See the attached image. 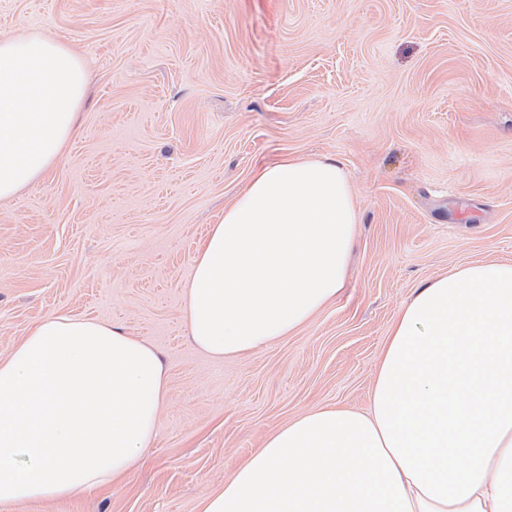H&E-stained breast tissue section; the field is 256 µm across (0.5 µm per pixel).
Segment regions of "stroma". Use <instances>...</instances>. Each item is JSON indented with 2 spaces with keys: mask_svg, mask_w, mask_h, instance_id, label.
<instances>
[{
  "mask_svg": "<svg viewBox=\"0 0 512 512\" xmlns=\"http://www.w3.org/2000/svg\"><path fill=\"white\" fill-rule=\"evenodd\" d=\"M90 75L45 179L0 201V359L46 317L124 328L167 374L153 444L91 492L10 512H200L264 439L366 409L388 331L455 265L512 263V0H0ZM328 156L360 213L350 276L296 333L217 361L184 287L262 168Z\"/></svg>",
  "mask_w": 512,
  "mask_h": 512,
  "instance_id": "obj_1",
  "label": "stroma"
}]
</instances>
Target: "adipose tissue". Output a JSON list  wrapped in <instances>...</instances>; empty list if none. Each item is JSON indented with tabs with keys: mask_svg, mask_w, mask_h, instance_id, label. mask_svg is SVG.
I'll return each instance as SVG.
<instances>
[{
	"mask_svg": "<svg viewBox=\"0 0 512 512\" xmlns=\"http://www.w3.org/2000/svg\"><path fill=\"white\" fill-rule=\"evenodd\" d=\"M87 65L39 31L0 38V201L44 178L77 131ZM360 222L336 159L260 170L193 261L185 317L217 359L294 334L348 280ZM156 352L70 314L0 360V512L107 485L153 442ZM201 512H512V263L422 284L392 323L367 412L323 407L269 435Z\"/></svg>",
	"mask_w": 512,
	"mask_h": 512,
	"instance_id": "ef3b65f1",
	"label": "adipose tissue"
}]
</instances>
